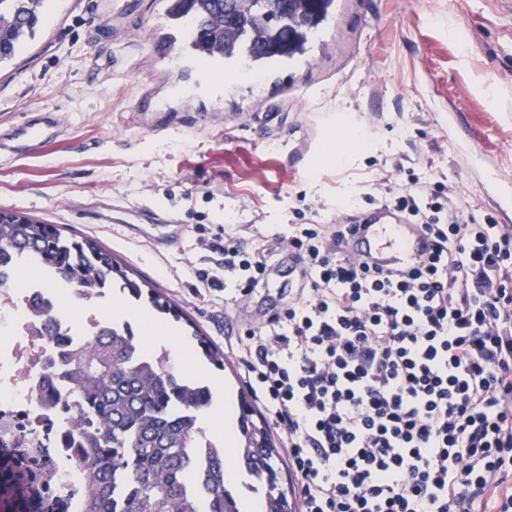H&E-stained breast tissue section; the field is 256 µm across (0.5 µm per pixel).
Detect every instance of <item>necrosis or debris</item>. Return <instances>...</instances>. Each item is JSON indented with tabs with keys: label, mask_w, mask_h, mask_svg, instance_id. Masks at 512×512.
Returning a JSON list of instances; mask_svg holds the SVG:
<instances>
[{
	"label": "necrosis or debris",
	"mask_w": 512,
	"mask_h": 512,
	"mask_svg": "<svg viewBox=\"0 0 512 512\" xmlns=\"http://www.w3.org/2000/svg\"><path fill=\"white\" fill-rule=\"evenodd\" d=\"M0 447L17 449L22 463L14 479L18 498L38 485L47 505L66 502L67 512H83L90 485L85 472L71 468L77 443L70 427L61 423L60 408L47 397L62 390L64 381L52 377L62 348L74 343V323L61 313L62 298L38 276L24 277L15 259H0ZM45 308L58 310L56 341L41 335Z\"/></svg>",
	"instance_id": "1"
}]
</instances>
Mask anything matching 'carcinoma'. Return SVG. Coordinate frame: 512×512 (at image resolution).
Returning <instances> with one entry per match:
<instances>
[{
    "label": "carcinoma",
    "instance_id": "1",
    "mask_svg": "<svg viewBox=\"0 0 512 512\" xmlns=\"http://www.w3.org/2000/svg\"><path fill=\"white\" fill-rule=\"evenodd\" d=\"M51 0H0V62L14 58L49 11ZM334 0H173V12L194 32L192 46L204 57L230 59L238 52L255 61L291 54V48ZM34 265L43 279L89 299L118 288L132 303L147 300L156 312L192 328V339L214 367L224 352L193 327L182 310L157 289L129 274L112 252L90 237L69 235L18 211H0V255ZM149 349L132 327L122 332L104 322L85 344L64 354V376L74 404L64 418L88 442L79 465L90 478L84 512H242L240 498L224 481V454L201 455L207 434L199 413L212 402L210 386L173 369L170 358L150 364ZM241 398L238 467L251 479L265 512H294L281 488L276 448Z\"/></svg>",
    "mask_w": 512,
    "mask_h": 512
}]
</instances>
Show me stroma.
I'll list each match as a JSON object with an SVG mask.
<instances>
[{
  "instance_id": "1",
  "label": "stroma",
  "mask_w": 512,
  "mask_h": 512,
  "mask_svg": "<svg viewBox=\"0 0 512 512\" xmlns=\"http://www.w3.org/2000/svg\"><path fill=\"white\" fill-rule=\"evenodd\" d=\"M169 0H54L50 21L0 64V134L44 110L68 126L42 154H0V210L98 240L222 348L225 370L186 357L224 391L245 390L236 340L288 300L293 225L331 224L339 201L366 209L369 180L395 163L459 186L477 222L512 225L487 174L512 179V6L507 0H334L301 54L202 69ZM471 138L477 162L448 129ZM359 128L363 149L347 151ZM344 160H337L338 152ZM184 224H96L98 196ZM231 222L267 249L269 285L194 276Z\"/></svg>"
}]
</instances>
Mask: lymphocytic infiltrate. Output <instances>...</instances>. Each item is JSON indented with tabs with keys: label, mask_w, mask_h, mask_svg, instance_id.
Returning <instances> with one entry per match:
<instances>
[{
	"label": "lymphocytic infiltrate",
	"mask_w": 512,
	"mask_h": 512,
	"mask_svg": "<svg viewBox=\"0 0 512 512\" xmlns=\"http://www.w3.org/2000/svg\"><path fill=\"white\" fill-rule=\"evenodd\" d=\"M366 199L431 250L373 268L343 251L349 225H295L299 286L237 341L301 512H512V226L414 175ZM211 248L223 275L198 271L203 287L266 286V254L237 230Z\"/></svg>",
	"instance_id": "f902f5d3"
}]
</instances>
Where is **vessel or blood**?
<instances>
[{
    "label": "vessel or blood",
    "instance_id": "vessel-or-blood-1",
    "mask_svg": "<svg viewBox=\"0 0 512 512\" xmlns=\"http://www.w3.org/2000/svg\"><path fill=\"white\" fill-rule=\"evenodd\" d=\"M62 128L58 114L53 111L17 122L8 137H0V152L40 154L57 138ZM119 215L141 224H165L174 236L181 230L177 217H163L139 206L125 207L113 203L102 207L94 218L100 223L109 224ZM367 218V223L360 225L349 238L348 249L351 253L366 256L380 264L404 267L430 248L429 239L419 227L401 220L393 209L376 207L368 213Z\"/></svg>",
    "mask_w": 512,
    "mask_h": 512
}]
</instances>
